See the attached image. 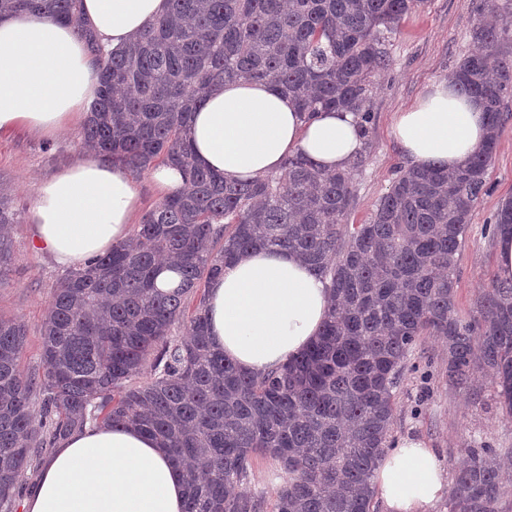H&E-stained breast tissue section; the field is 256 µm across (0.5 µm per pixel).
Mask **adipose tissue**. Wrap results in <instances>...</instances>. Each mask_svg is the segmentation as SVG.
<instances>
[{
    "mask_svg": "<svg viewBox=\"0 0 512 512\" xmlns=\"http://www.w3.org/2000/svg\"><path fill=\"white\" fill-rule=\"evenodd\" d=\"M168 0H83L98 41L122 47L163 15ZM97 64L76 28L43 13L0 17V135L18 129L54 137L82 124L97 97ZM408 167L459 168L486 143L482 102L441 78L396 115L391 127ZM197 162L234 182L280 171L303 153L319 170L345 169L361 154L357 117L305 118L272 84L246 78L207 93L187 130ZM140 187L121 161L83 153L42 179L30 213L41 253L64 269L85 267L128 240ZM208 334L241 372L280 369L316 341L330 311L322 279L291 250L241 253L206 290ZM383 512H432L448 494L435 449L416 437L386 449L373 479ZM183 469L135 426L98 425L62 439L43 462L24 512H184Z\"/></svg>",
    "mask_w": 512,
    "mask_h": 512,
    "instance_id": "1",
    "label": "adipose tissue"
}]
</instances>
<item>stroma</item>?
<instances>
[{"label": "stroma", "instance_id": "1", "mask_svg": "<svg viewBox=\"0 0 512 512\" xmlns=\"http://www.w3.org/2000/svg\"><path fill=\"white\" fill-rule=\"evenodd\" d=\"M506 0H490L478 14L476 0H427L405 15L390 47L391 64L375 79L371 97L372 124L364 142L363 163L354 175L352 224L368 222L378 199L407 164L391 135L397 112L409 108L433 79L450 75L463 55L475 50L472 32L479 21L512 23ZM84 149L79 131L47 138L26 132L0 137V184L7 187L16 209L29 214L37 179L68 166ZM488 191L473 211L468 236L458 258L456 312L466 318L495 280V239L485 231L503 201L512 197V99L507 100L496 152L487 171ZM12 261L0 278V317L23 323L26 344L19 358L21 373L40 366V329L62 270L38 254L24 219L12 231ZM396 391L391 438L425 439L436 448L446 471L462 464L474 440L512 448V418L493 400L494 376L474 374L472 391L448 384V352L437 337L424 338L411 355Z\"/></svg>", "mask_w": 512, "mask_h": 512}]
</instances>
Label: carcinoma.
<instances>
[{
	"instance_id": "cac0c4a2",
	"label": "carcinoma",
	"mask_w": 512,
	"mask_h": 512,
	"mask_svg": "<svg viewBox=\"0 0 512 512\" xmlns=\"http://www.w3.org/2000/svg\"><path fill=\"white\" fill-rule=\"evenodd\" d=\"M81 0H0V14L42 12L74 24L97 56L99 94L81 133L95 152L140 173L184 169L185 189L146 211L131 239L54 289L41 327L39 371L24 375L27 330L0 319V512L48 445L99 424H134L185 471V512H265L249 485L254 458L288 473L272 512H371L373 473L394 416V394L426 336L448 347V383L493 371L512 416V283H494L476 314L455 313L457 259L512 96V28L479 25L478 47L450 78L481 99L485 150L466 165L407 169L368 222L348 224L353 172L324 173L302 154L280 173L226 182L199 166L187 141L203 94L239 78L288 93L298 111L346 110L371 129L373 79L390 65L402 18L426 0H168L167 13L120 51H106ZM20 212L0 189V278ZM512 233V198L492 234ZM296 252L328 282L333 304L318 340L262 376L212 349L206 286L248 249ZM181 277L164 291L163 261ZM146 382L134 380L145 369ZM512 448L484 441L454 470L448 512H503Z\"/></svg>"
}]
</instances>
